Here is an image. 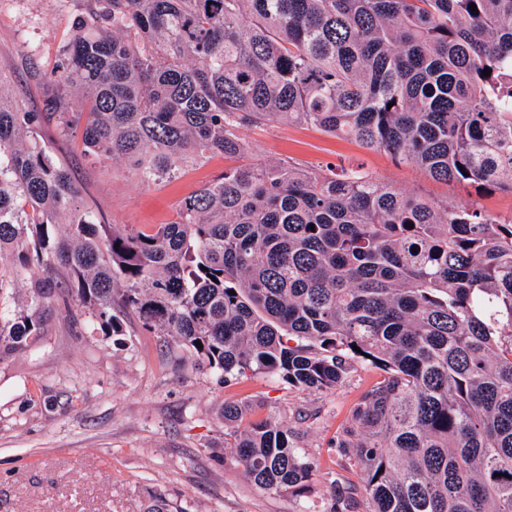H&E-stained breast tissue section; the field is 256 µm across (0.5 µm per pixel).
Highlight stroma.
<instances>
[{"mask_svg":"<svg viewBox=\"0 0 512 512\" xmlns=\"http://www.w3.org/2000/svg\"><path fill=\"white\" fill-rule=\"evenodd\" d=\"M80 0H0V78L32 111L46 109V83L74 34ZM41 137L83 195L109 223L147 229L176 217L179 202L233 162L217 154L171 182L146 187L124 166L84 156L80 133L45 121ZM248 160H288L362 168L379 181L438 199L512 216V195L477 193L427 179L414 167L354 138L304 124L241 129ZM27 349L0 356V512H329L337 482H357L336 437L364 394L383 378L355 361L336 389L288 386L272 374L224 383L192 359L170 355L159 337L128 321L104 335L76 304L54 302ZM247 405L251 418L275 416L314 463L307 502L248 480L225 443L221 411Z\"/></svg>","mask_w":512,"mask_h":512,"instance_id":"obj_1","label":"stroma"}]
</instances>
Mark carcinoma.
<instances>
[{"label":"carcinoma","mask_w":512,"mask_h":512,"mask_svg":"<svg viewBox=\"0 0 512 512\" xmlns=\"http://www.w3.org/2000/svg\"><path fill=\"white\" fill-rule=\"evenodd\" d=\"M76 28L49 115L146 186L244 155V127L293 122L512 194V0H84ZM42 119L0 85V257L64 279L0 314V354L71 299L107 336L133 315L226 384L268 372L330 390L366 360L385 376L336 439L361 486L330 512H512V217L279 161L121 230ZM223 416L255 485L310 492L288 426L235 402Z\"/></svg>","instance_id":"carcinoma-1"}]
</instances>
